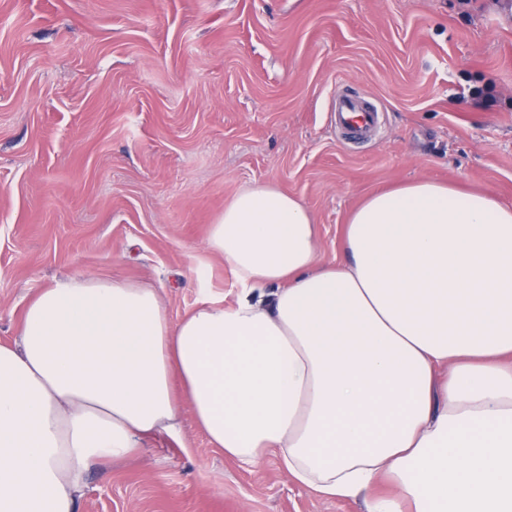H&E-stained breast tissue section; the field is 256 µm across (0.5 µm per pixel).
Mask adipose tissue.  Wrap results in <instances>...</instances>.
I'll list each match as a JSON object with an SVG mask.
<instances>
[{"label": "adipose tissue", "mask_w": 512, "mask_h": 512, "mask_svg": "<svg viewBox=\"0 0 512 512\" xmlns=\"http://www.w3.org/2000/svg\"><path fill=\"white\" fill-rule=\"evenodd\" d=\"M232 304L39 290L0 341V512H76L90 471L191 411L245 466L279 459L365 512H512V207L415 180L367 197L324 258L304 202L238 194L209 231Z\"/></svg>", "instance_id": "adipose-tissue-1"}]
</instances>
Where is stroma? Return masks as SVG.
<instances>
[{
  "label": "stroma",
  "mask_w": 512,
  "mask_h": 512,
  "mask_svg": "<svg viewBox=\"0 0 512 512\" xmlns=\"http://www.w3.org/2000/svg\"><path fill=\"white\" fill-rule=\"evenodd\" d=\"M494 83V101L468 95ZM383 110L342 141L343 88ZM415 179L512 206V0H0V341L41 288H158L171 319L237 289L207 248L241 191L304 200L323 256L368 195ZM76 512H364L179 440L93 470Z\"/></svg>",
  "instance_id": "35a3bbf8"
}]
</instances>
